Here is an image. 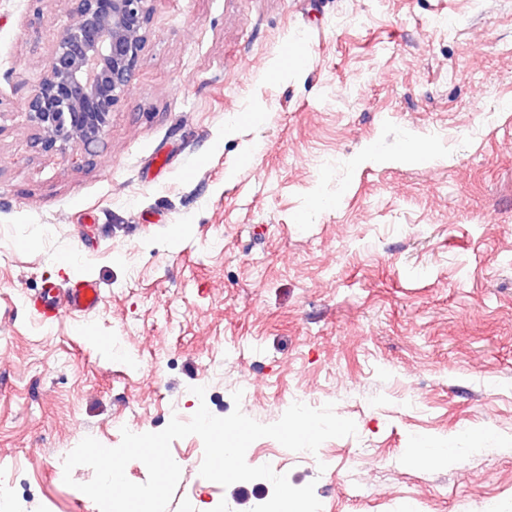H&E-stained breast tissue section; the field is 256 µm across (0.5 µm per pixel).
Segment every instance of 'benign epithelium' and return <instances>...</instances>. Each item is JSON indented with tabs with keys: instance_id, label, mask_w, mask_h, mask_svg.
Segmentation results:
<instances>
[{
	"instance_id": "benign-epithelium-1",
	"label": "benign epithelium",
	"mask_w": 512,
	"mask_h": 512,
	"mask_svg": "<svg viewBox=\"0 0 512 512\" xmlns=\"http://www.w3.org/2000/svg\"><path fill=\"white\" fill-rule=\"evenodd\" d=\"M75 22L50 48L44 76L24 101L31 145L51 157L68 146L93 163L135 77L150 33L152 0H67Z\"/></svg>"
}]
</instances>
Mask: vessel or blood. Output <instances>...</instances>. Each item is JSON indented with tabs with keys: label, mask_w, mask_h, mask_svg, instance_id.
Returning <instances> with one entry per match:
<instances>
[{
	"label": "vessel or blood",
	"mask_w": 512,
	"mask_h": 512,
	"mask_svg": "<svg viewBox=\"0 0 512 512\" xmlns=\"http://www.w3.org/2000/svg\"><path fill=\"white\" fill-rule=\"evenodd\" d=\"M101 293L94 279L80 278L69 282L65 292H58L55 284H47L40 295L29 302L41 321H54L64 313L89 312L98 307Z\"/></svg>",
	"instance_id": "b4317fda"
}]
</instances>
